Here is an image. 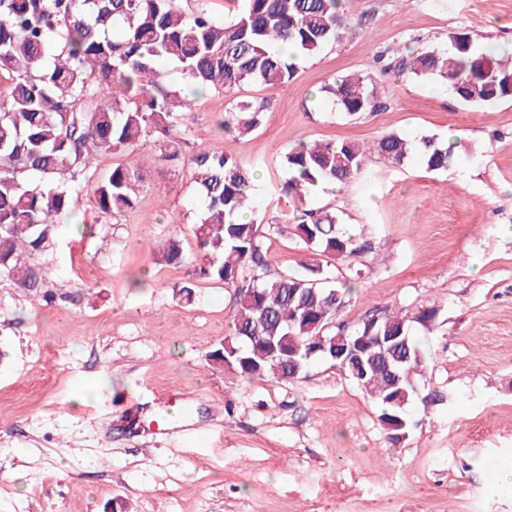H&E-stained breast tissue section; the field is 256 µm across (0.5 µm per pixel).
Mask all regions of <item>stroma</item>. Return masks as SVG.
Listing matches in <instances>:
<instances>
[{"label": "stroma", "instance_id": "1", "mask_svg": "<svg viewBox=\"0 0 512 512\" xmlns=\"http://www.w3.org/2000/svg\"><path fill=\"white\" fill-rule=\"evenodd\" d=\"M346 12L352 35L299 60L285 87H243L263 110L244 138L218 132L222 94H190L175 64L160 68L190 95L184 156L216 149L251 165L266 221L288 209L275 186L294 143L458 140L446 170L374 157L364 177L307 201L375 243L341 320L438 307L414 328L425 369L407 437L391 443L376 403L330 362L282 382L213 365L235 309L218 283L199 282L190 301L179 294L199 255L195 183L172 168L132 210L95 207L91 188L113 167L152 169L149 137L87 165L74 210L30 255L67 301L32 302L0 277V512H512L495 492L512 464V99L475 108L399 69L407 51L446 46L453 33L512 44V0H348ZM347 74L374 86L382 108L351 117L332 107L323 89ZM171 237L186 262L157 261L153 244ZM263 243L275 272L312 256L286 234L265 232ZM315 259L336 274L332 258ZM145 270L148 285L132 287Z\"/></svg>", "mask_w": 512, "mask_h": 512}]
</instances>
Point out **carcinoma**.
Here are the masks:
<instances>
[{
	"label": "carcinoma",
	"mask_w": 512,
	"mask_h": 512,
	"mask_svg": "<svg viewBox=\"0 0 512 512\" xmlns=\"http://www.w3.org/2000/svg\"><path fill=\"white\" fill-rule=\"evenodd\" d=\"M224 21L187 13L176 0H0V75L11 84L0 94V275L36 300L46 289L42 269L25 254L43 250L59 218L74 205L77 169L95 152L135 151L146 136L158 143L155 172L181 161L189 130L190 102L160 80L161 61L176 63L192 87L214 89L231 101L221 129L244 137L257 129L262 110L235 98L261 82L278 89L293 78L297 60L319 53L350 33L344 0H242ZM120 35L114 36V30ZM414 78L450 85L463 102L483 107L512 98V61L498 50H479L466 33L448 36V46L402 58ZM346 114L374 111L382 102L359 77L325 87ZM377 155L402 165L415 157L430 171L447 169L455 145L435 137L413 146L389 133L372 144L352 140L298 143L282 155L288 179L280 193L291 216L268 224L289 233L314 254L343 267L335 277L312 258L292 273H269L267 252L254 217V171L217 150L191 159V180L203 207L192 232L202 262L196 280L182 292L192 298L197 281L221 283L235 305L231 332L211 354L214 365L247 380H294L316 360L338 365L331 340L338 334L371 344L376 336H401L407 345L373 349L360 376L344 375L373 398L392 442L406 436V407L417 395L413 376L424 356L412 326L430 323L427 306L410 317L383 310L352 327L337 325L360 277L356 261L374 253L364 232L352 233L329 208L308 209L318 188L362 176ZM144 171L119 165L94 189L99 212L120 215L134 207ZM168 263L184 260L180 242L155 249Z\"/></svg>",
	"instance_id": "cac0c4a2"
}]
</instances>
